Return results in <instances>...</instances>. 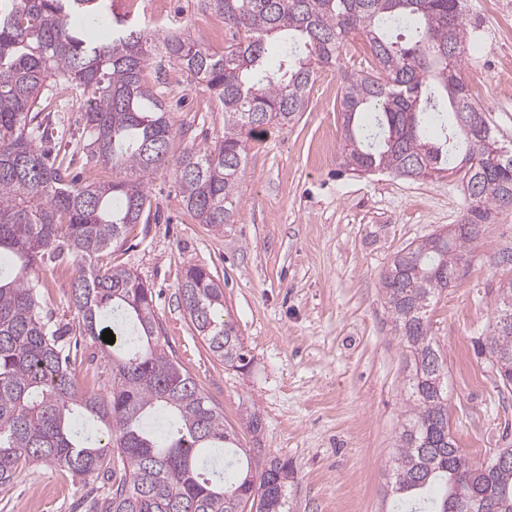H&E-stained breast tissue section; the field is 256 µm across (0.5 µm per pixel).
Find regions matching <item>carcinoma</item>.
Instances as JSON below:
<instances>
[{"label": "carcinoma", "instance_id": "cac0c4a2", "mask_svg": "<svg viewBox=\"0 0 512 512\" xmlns=\"http://www.w3.org/2000/svg\"><path fill=\"white\" fill-rule=\"evenodd\" d=\"M224 19L232 42L215 48L185 28H148L111 0H0V485L25 467L53 465L124 478L94 512H290L288 461L260 442L240 446L222 412L159 344L152 288L100 258L156 219L150 178L170 170L193 219L233 223L246 141L306 110L320 68L343 88L342 167L424 181L461 174L458 223L410 243L381 277L383 300L410 359L413 408L399 432L385 497L390 512H512V448L476 466L448 424V368L431 336V301L457 279L466 248L512 212V144H504L461 76L465 0H197ZM360 34L366 69L340 67ZM174 64L217 99L224 132L209 147L169 154L176 130L144 72ZM79 103L84 138L59 136L52 103ZM112 180L74 175L83 156ZM71 274L64 323L36 274ZM483 349L512 385V279L499 286ZM179 298L220 362L247 354L224 319V288L205 266H185ZM101 344L106 393L80 386L74 334Z\"/></svg>", "mask_w": 512, "mask_h": 512}]
</instances>
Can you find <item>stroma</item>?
<instances>
[{
  "instance_id": "stroma-1",
  "label": "stroma",
  "mask_w": 512,
  "mask_h": 512,
  "mask_svg": "<svg viewBox=\"0 0 512 512\" xmlns=\"http://www.w3.org/2000/svg\"><path fill=\"white\" fill-rule=\"evenodd\" d=\"M165 6L167 26L231 36L196 0ZM466 20L470 48L462 74L483 73L477 101L499 138L512 142V0H466ZM146 80L166 90L172 121L183 132L174 149L221 137L223 113L178 66ZM341 97L337 70L322 69L293 124L268 126L248 140L241 203L223 230L192 219L172 173L154 175L148 190L160 222L137 225L111 257L153 289L161 344L221 409L242 445L250 443L245 410L260 411L266 453L294 467V512H386L410 390L380 275L407 244L455 224L465 204L453 176L412 182L385 171L356 174L341 168L336 150L320 161V140H341ZM191 263L223 279L224 310L251 360L246 369L214 358L179 307L177 284ZM510 278L506 213L467 247L457 280L428 312L448 365L451 432L477 464L512 448V386H503L490 357L478 351L492 328L498 287ZM99 354V343L81 341L73 366L80 384L110 380ZM112 482L106 474L29 467L0 486V512H90V498L105 496Z\"/></svg>"
}]
</instances>
